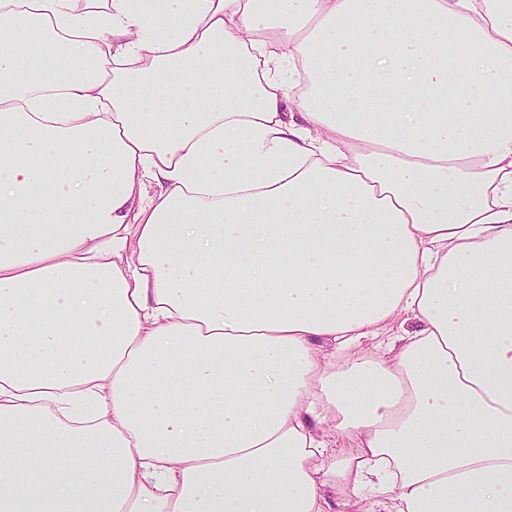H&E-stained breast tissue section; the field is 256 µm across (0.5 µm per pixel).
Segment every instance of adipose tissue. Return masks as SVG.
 <instances>
[{
	"label": "adipose tissue",
	"instance_id": "ef3b65f1",
	"mask_svg": "<svg viewBox=\"0 0 512 512\" xmlns=\"http://www.w3.org/2000/svg\"><path fill=\"white\" fill-rule=\"evenodd\" d=\"M373 480L512 512V0H0V512Z\"/></svg>",
	"mask_w": 512,
	"mask_h": 512
}]
</instances>
